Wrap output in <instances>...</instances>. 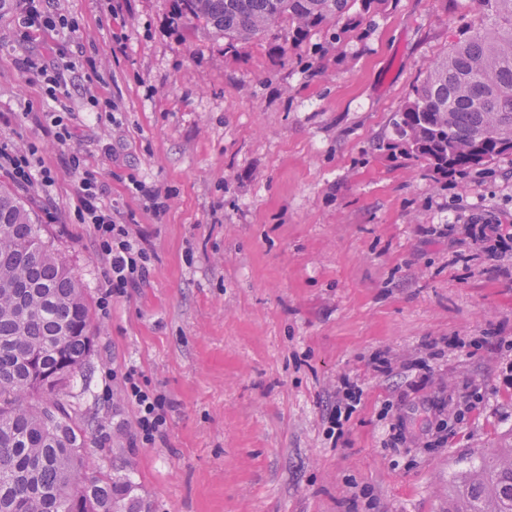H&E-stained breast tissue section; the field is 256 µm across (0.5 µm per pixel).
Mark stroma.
<instances>
[{
    "label": "stroma",
    "mask_w": 512,
    "mask_h": 512,
    "mask_svg": "<svg viewBox=\"0 0 512 512\" xmlns=\"http://www.w3.org/2000/svg\"><path fill=\"white\" fill-rule=\"evenodd\" d=\"M48 6L72 30L25 41L12 0L0 7V138L35 141L55 168L81 152L152 253L147 282L101 309L105 266L73 183L20 194L90 305L91 355L60 398L81 408L93 469L132 480L141 512H448L455 475L512 448V249L488 259L470 231L512 225V153L442 176L388 144L414 86L479 25L474 0H386L343 43L325 26L277 57L270 38L225 49L173 20V0ZM26 55L77 84L66 143L30 119L58 106L19 72ZM134 178L168 195L164 213ZM409 361L429 370L423 389ZM131 365L173 404L149 446L123 393ZM345 376L362 401L333 438L323 411ZM475 389L474 412L427 408ZM399 416L411 441L384 447Z\"/></svg>",
    "instance_id": "1"
}]
</instances>
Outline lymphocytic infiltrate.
<instances>
[{"label": "lymphocytic infiltrate", "instance_id": "obj_1", "mask_svg": "<svg viewBox=\"0 0 512 512\" xmlns=\"http://www.w3.org/2000/svg\"><path fill=\"white\" fill-rule=\"evenodd\" d=\"M16 10L17 33L23 39L38 30H62L68 26L62 14L46 10L41 0H18ZM0 171L18 188H35L46 196L62 177L79 175L74 214L80 223L90 226L98 253L109 263L102 285L103 304L127 296L130 290L146 282L151 253L140 230L137 225L116 220L103 202L101 184L80 153H70L63 166L55 169L46 166L42 150L35 142L1 141ZM123 392L135 408L137 439L144 445L154 444L164 433L171 402L162 394L144 389L133 366L123 374Z\"/></svg>", "mask_w": 512, "mask_h": 512}]
</instances>
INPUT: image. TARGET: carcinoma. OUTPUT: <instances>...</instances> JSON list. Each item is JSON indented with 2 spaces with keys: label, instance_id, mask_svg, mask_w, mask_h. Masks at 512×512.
<instances>
[{
  "label": "carcinoma",
  "instance_id": "obj_1",
  "mask_svg": "<svg viewBox=\"0 0 512 512\" xmlns=\"http://www.w3.org/2000/svg\"><path fill=\"white\" fill-rule=\"evenodd\" d=\"M179 16L236 50L288 24L289 45L341 31L384 0H173ZM485 27L463 34L413 88L394 122L406 153L439 174L491 163L512 141V0H475ZM85 289L0 187V512H119L132 485L88 475L87 432L59 391L91 348ZM448 512H512V448L454 481Z\"/></svg>",
  "mask_w": 512,
  "mask_h": 512
}]
</instances>
